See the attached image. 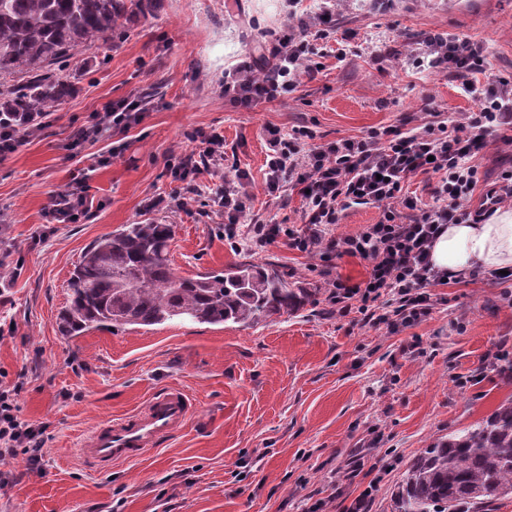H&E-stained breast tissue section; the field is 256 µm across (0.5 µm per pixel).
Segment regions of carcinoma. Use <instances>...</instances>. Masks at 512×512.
<instances>
[{
    "label": "carcinoma",
    "mask_w": 512,
    "mask_h": 512,
    "mask_svg": "<svg viewBox=\"0 0 512 512\" xmlns=\"http://www.w3.org/2000/svg\"><path fill=\"white\" fill-rule=\"evenodd\" d=\"M123 0H0V113L32 118L71 94L59 64L89 41L112 38ZM171 224H124L96 239L69 281L60 334L189 320L250 327L289 314L312 296L255 263L179 276L171 267ZM512 498V400L476 424L441 437L415 458L391 496L392 512H486Z\"/></svg>",
    "instance_id": "cac0c4a2"
}]
</instances>
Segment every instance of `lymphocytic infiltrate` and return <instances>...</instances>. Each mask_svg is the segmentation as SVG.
Listing matches in <instances>:
<instances>
[{
  "label": "lymphocytic infiltrate",
  "mask_w": 512,
  "mask_h": 512,
  "mask_svg": "<svg viewBox=\"0 0 512 512\" xmlns=\"http://www.w3.org/2000/svg\"><path fill=\"white\" fill-rule=\"evenodd\" d=\"M336 32L330 7H322L312 24L299 32L272 35L268 55L273 67L262 74L244 65L224 78V97L237 107L252 109L296 90L299 68L309 62L317 44ZM418 63L432 71L460 80L466 96L477 104L472 112L442 113L432 99L422 109L428 119L421 125L402 129L387 126L357 137H341L322 144L305 142L306 130L285 133L267 131L264 191L276 197L291 188L303 196V231L278 224L254 223L248 242L262 247L278 236H286L289 247L301 252L349 255L367 261L369 276L363 283L335 281L333 304L348 309L358 301V310L368 322L388 325L390 330L408 328L427 316L437 301L434 287L448 284L447 276L435 272L430 250L442 226L481 223L495 207L512 201V166L498 174L497 185L488 191L479 210L467 206L481 173L477 158L493 144L512 145V75L500 73L484 49L470 40L428 35L420 40ZM140 100L124 99L105 104L100 112L73 119L69 146L86 144L123 133L144 117ZM205 159L204 166L169 163L179 194L149 200L152 208L179 209L188 198L200 195L205 168L224 164V136L220 132L193 131ZM431 177L429 198L409 194L412 177ZM86 178H74L66 190L54 193L46 216L52 224H76L91 209ZM252 196L243 172L216 189L214 204L224 213V235L238 237L237 224ZM354 206L378 209L376 223L343 238L330 234L343 213ZM391 297L395 309L385 312L381 297ZM23 377L6 379L0 373V458L25 455L32 471L42 469L45 427H35L20 416L18 395Z\"/></svg>",
  "instance_id": "f902f5d3"
}]
</instances>
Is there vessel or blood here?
<instances>
[{
	"mask_svg": "<svg viewBox=\"0 0 512 512\" xmlns=\"http://www.w3.org/2000/svg\"><path fill=\"white\" fill-rule=\"evenodd\" d=\"M198 407L183 389L157 392L132 413L96 426L79 453L97 469L139 459L181 431Z\"/></svg>",
	"mask_w": 512,
	"mask_h": 512,
	"instance_id": "b4317fda",
	"label": "vessel or blood"
}]
</instances>
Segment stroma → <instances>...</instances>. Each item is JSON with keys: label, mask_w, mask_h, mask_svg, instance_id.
Segmentation results:
<instances>
[{"label": "stroma", "mask_w": 512, "mask_h": 512, "mask_svg": "<svg viewBox=\"0 0 512 512\" xmlns=\"http://www.w3.org/2000/svg\"><path fill=\"white\" fill-rule=\"evenodd\" d=\"M108 47L85 46L69 69L75 91L37 135L0 159L5 239L20 275L0 294V371L23 374L18 396L29 423L47 424L41 473L25 456L0 461L15 484L0 488V512H347L371 490L370 512H391L408 463L432 440L470 426L512 398V284L476 279L436 287L438 301L398 331L332 304L335 279L363 283L366 261L224 237L209 195L178 210L149 198L176 184L169 160L199 159L194 129L217 130L246 173L252 205L239 230L275 220L301 229L303 200L266 196V129L306 126L321 137L361 136L418 125L424 98L440 109L477 105L452 76L413 65L417 41L451 34L481 44L512 74V0H335L339 30L353 48L329 42L315 76L284 100L238 110L224 101V75L271 67L267 35L301 27L320 0H126ZM140 97L148 110L124 133L68 147L71 121L104 104ZM107 166L94 167L97 155ZM91 169L93 206L78 224H50L53 193ZM173 224L175 272L194 276L232 263L269 264L313 289L299 311L250 328L172 321L64 337L58 317L85 248L124 224ZM167 387L201 403L186 428L142 458L98 471L78 449L100 422L130 413Z\"/></svg>", "instance_id": "obj_1"}]
</instances>
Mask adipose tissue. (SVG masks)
I'll return each mask as SVG.
<instances>
[{
	"instance_id": "ef3b65f1",
	"label": "adipose tissue",
	"mask_w": 512,
	"mask_h": 512,
	"mask_svg": "<svg viewBox=\"0 0 512 512\" xmlns=\"http://www.w3.org/2000/svg\"><path fill=\"white\" fill-rule=\"evenodd\" d=\"M431 262L457 279L476 269H512V208L496 209L480 224L444 226L431 248Z\"/></svg>"
}]
</instances>
